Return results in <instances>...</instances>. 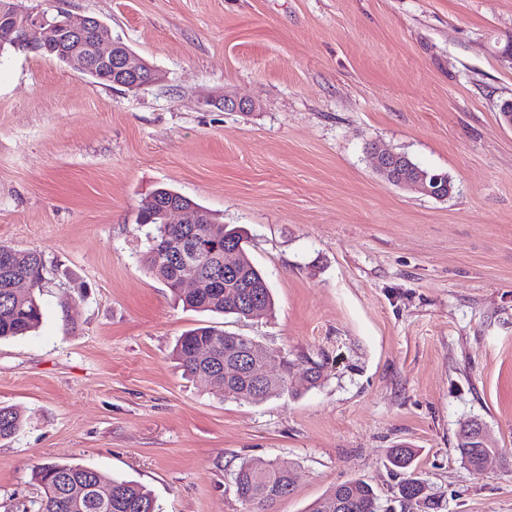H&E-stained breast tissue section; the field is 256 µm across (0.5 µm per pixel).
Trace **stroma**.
<instances>
[{"mask_svg": "<svg viewBox=\"0 0 512 512\" xmlns=\"http://www.w3.org/2000/svg\"><path fill=\"white\" fill-rule=\"evenodd\" d=\"M19 3L98 18L160 80L0 55V244L46 263L41 326L0 341V406L25 419L0 441V512H28L48 460L137 481L161 512H245L232 474L251 458L294 474L272 512L354 478L403 512L400 444L439 512H512V0ZM374 144L453 194L382 182ZM162 186L242 227L271 313L183 309L145 268L135 215ZM205 325L295 360L288 395L185 377L174 345ZM472 418L498 450L481 472L455 450Z\"/></svg>", "mask_w": 512, "mask_h": 512, "instance_id": "35a3bbf8", "label": "stroma"}]
</instances>
